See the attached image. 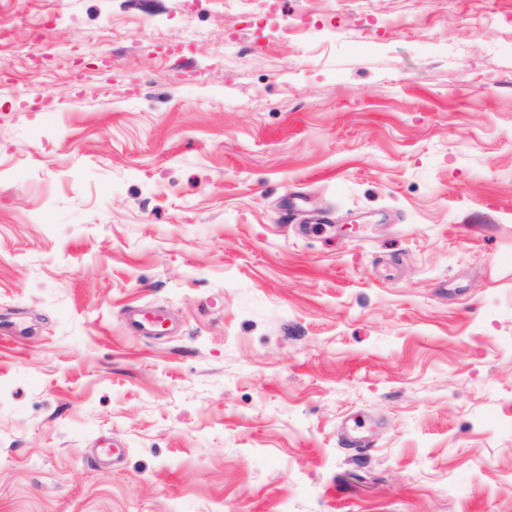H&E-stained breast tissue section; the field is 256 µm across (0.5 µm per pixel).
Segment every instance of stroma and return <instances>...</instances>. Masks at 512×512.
Wrapping results in <instances>:
<instances>
[{
  "mask_svg": "<svg viewBox=\"0 0 512 512\" xmlns=\"http://www.w3.org/2000/svg\"><path fill=\"white\" fill-rule=\"evenodd\" d=\"M0 29V512H512V0ZM166 321L159 311L134 310L127 317L126 329L135 336H160L167 332Z\"/></svg>",
  "mask_w": 512,
  "mask_h": 512,
  "instance_id": "1",
  "label": "stroma"
}]
</instances>
